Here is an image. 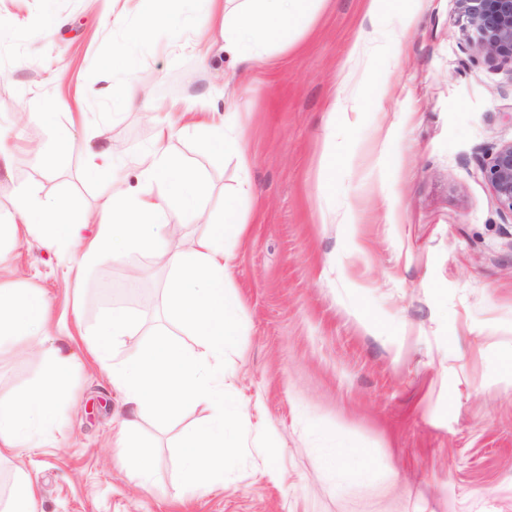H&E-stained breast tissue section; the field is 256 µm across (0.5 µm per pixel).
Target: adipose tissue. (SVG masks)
I'll return each mask as SVG.
<instances>
[{
  "label": "adipose tissue",
  "mask_w": 512,
  "mask_h": 512,
  "mask_svg": "<svg viewBox=\"0 0 512 512\" xmlns=\"http://www.w3.org/2000/svg\"><path fill=\"white\" fill-rule=\"evenodd\" d=\"M207 17H219L225 55L239 58L262 46L288 48L295 36L313 23L318 0H239L234 8L217 13L219 0H203ZM235 113L224 115L220 126L201 124L199 138L213 163L232 156L248 168L242 137L234 133ZM173 125L161 126L159 143L139 160L141 186L132 190L114 175L115 161L103 152L101 162L86 170L89 180L109 186L98 214V228L87 248L74 257L79 267L109 259L123 261L132 252L158 258L167 274L168 313L196 336L187 348L167 334L125 345L136 323L123 309H113L94 331L93 352L112 386L123 397L128 413L117 420L112 445L124 449L125 465L142 490L152 485L153 459L138 448L140 418L152 414L166 420L187 405L204 406L208 416L180 438L185 484L209 491L223 483L224 470L237 460V435L232 422H245V402L224 392V353L240 334L241 299L227 288L231 255L226 243L239 240L247 220L236 197L224 200L217 223L207 225L193 246L182 247L167 233L169 216L199 210L206 186L200 174L174 158L164 143ZM19 224H1L0 237L15 235L18 226L65 247L78 234L72 207L62 198H49L20 189L14 200ZM50 319L49 302L37 288H19L0 279V351L43 335ZM51 361L40 382L23 393L0 394V456H22L36 447V434L57 422L69 390V360L51 350Z\"/></svg>",
  "instance_id": "adipose-tissue-1"
}]
</instances>
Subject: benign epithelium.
<instances>
[{
    "label": "benign epithelium",
    "instance_id": "1",
    "mask_svg": "<svg viewBox=\"0 0 512 512\" xmlns=\"http://www.w3.org/2000/svg\"><path fill=\"white\" fill-rule=\"evenodd\" d=\"M466 39L478 53L512 61V0H456ZM500 209L512 214V142L481 164Z\"/></svg>",
    "mask_w": 512,
    "mask_h": 512
}]
</instances>
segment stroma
I'll return each instance as SVG.
<instances>
[{
  "instance_id": "obj_1",
  "label": "stroma",
  "mask_w": 512,
  "mask_h": 512,
  "mask_svg": "<svg viewBox=\"0 0 512 512\" xmlns=\"http://www.w3.org/2000/svg\"><path fill=\"white\" fill-rule=\"evenodd\" d=\"M155 0H0V224L19 188L68 200L95 235L102 185L85 171L115 150L130 186L169 113L221 123L237 113L250 155L213 164L194 131L167 141L208 192L194 216L170 217L183 246L238 195L248 233L229 245L226 284L242 301L238 349L224 356L225 390L248 404L240 454L222 486H182L178 437L205 416L185 407L167 424L144 417L152 492L112 446L121 395L89 351L115 307L140 332L196 344L164 312L166 273L132 253L76 274L73 251L19 230L0 241V275L46 294L52 317L29 356H0V392L35 386L47 348L70 360L73 398L39 431V447L0 459V496L16 467L38 484V512H512V214L479 171L512 141V62L462 37L456 0H401L366 16L365 0H321L309 31L285 50L240 62L200 45L218 37L197 0L177 29L132 41L127 26ZM125 13L124 24L113 23ZM125 46L143 99L100 59ZM52 102L53 127L38 118ZM73 150L53 155V133ZM336 154L331 189L318 171ZM148 280L131 284L136 269ZM369 451L363 477L325 466L331 448Z\"/></svg>"
}]
</instances>
